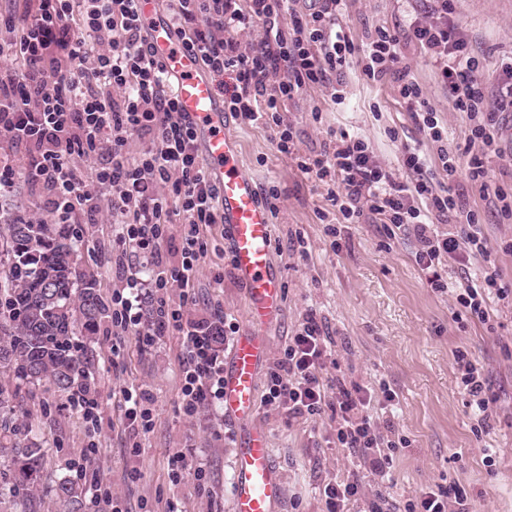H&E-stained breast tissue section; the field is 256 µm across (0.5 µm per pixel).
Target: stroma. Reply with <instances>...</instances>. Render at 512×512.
<instances>
[{"instance_id":"stroma-1","label":"stroma","mask_w":512,"mask_h":512,"mask_svg":"<svg viewBox=\"0 0 512 512\" xmlns=\"http://www.w3.org/2000/svg\"><path fill=\"white\" fill-rule=\"evenodd\" d=\"M429 10L428 0H347L340 24L361 44L375 26L392 28L412 17L424 20ZM453 10L470 52L483 58L486 78L494 80L501 63L512 59V0H453ZM401 52L430 107L441 114L449 147H464L470 122L449 105L434 58L413 44L403 45ZM316 110L322 115L317 123L312 120ZM282 116L292 124L303 154L319 150L335 131L365 138L393 168L406 145L430 157L436 154L396 85L366 81L356 63L346 70L343 102H336L332 88H308L286 103ZM226 130L238 139L241 165L258 186L279 189L272 251L284 300L265 328L270 360L280 358L289 337L312 312L330 339L325 379H344L350 389L369 388L378 404L384 400L383 389L396 395L389 419L400 444L383 478L365 474L363 463L337 445L332 411L306 419L259 405L272 460L284 476L277 512H326L325 485L354 472L364 473L372 490L400 507L422 491L453 481L465 489L475 512H512V303H492V332L455 318L448 295L430 288L415 263L411 238L388 236L379 224L342 223L323 187L277 151L266 129L230 115ZM497 147L500 155L490 161L489 187L512 196V112L500 116ZM466 206L481 212L495 267L512 284V252L502 248L512 240V215L486 208L476 190L470 191ZM0 214L22 215L36 224L56 220L45 193L20 175L9 191L0 193ZM330 224L340 227L341 249L331 246L326 233ZM70 227L81 241L80 270L93 275L102 298L111 300L128 276L112 253L114 217L106 211L78 210ZM203 235L207 251L188 315L220 313L245 327L246 291L224 270V253L230 248L224 227L206 226ZM96 339L91 385L98 393L97 419H84L66 399L43 388L25 403L22 420L32 425L46 452L39 512H62L52 488L64 477L84 488L81 512H103L111 496L119 498L124 512H167L172 503L179 512H233L237 428L220 407L185 413L183 337L173 331L144 350L133 332L114 327L107 318ZM461 352L482 369L496 399L488 424H478L459 384ZM137 386L151 395L154 425L136 438L124 418L121 392ZM487 448L495 457L491 469L483 462ZM180 456L188 470L178 480L173 470Z\"/></svg>"}]
</instances>
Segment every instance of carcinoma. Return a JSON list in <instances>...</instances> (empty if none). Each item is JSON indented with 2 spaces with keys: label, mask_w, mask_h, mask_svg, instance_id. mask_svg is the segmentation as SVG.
Instances as JSON below:
<instances>
[{
  "label": "carcinoma",
  "mask_w": 512,
  "mask_h": 512,
  "mask_svg": "<svg viewBox=\"0 0 512 512\" xmlns=\"http://www.w3.org/2000/svg\"><path fill=\"white\" fill-rule=\"evenodd\" d=\"M109 310L95 280L80 271L77 240L64 224H0V466L9 473L0 497L19 499L22 512H37L44 450L32 427L16 423L33 389L47 385L61 397L88 387L94 367L90 343ZM53 492L79 503L82 490L69 479Z\"/></svg>",
  "instance_id": "obj_1"
}]
</instances>
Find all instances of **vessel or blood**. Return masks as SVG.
<instances>
[{
	"mask_svg": "<svg viewBox=\"0 0 512 512\" xmlns=\"http://www.w3.org/2000/svg\"><path fill=\"white\" fill-rule=\"evenodd\" d=\"M155 59L173 81L180 108L192 121L211 179L220 189V212L234 256V275L248 296V325L224 370V413L246 427L234 468L233 512H276L283 480L272 463L269 436L254 422L259 367L266 347L256 329L283 301L272 262V220L255 178L240 163V145L225 128L224 101L200 60L185 50L157 0H140Z\"/></svg>",
	"mask_w": 512,
	"mask_h": 512,
	"instance_id": "vessel-or-blood-1",
	"label": "vessel or blood"
}]
</instances>
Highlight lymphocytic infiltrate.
I'll use <instances>...</instances> for the list:
<instances>
[{"instance_id":"obj_1","label":"lymphocytic infiltrate","mask_w":512,"mask_h":512,"mask_svg":"<svg viewBox=\"0 0 512 512\" xmlns=\"http://www.w3.org/2000/svg\"><path fill=\"white\" fill-rule=\"evenodd\" d=\"M431 19L398 28L377 27L359 46L339 23L345 0H172L175 33L196 53L236 118L269 130L277 150L294 154L296 134L281 110L301 90L329 85L343 98L344 72L360 59L368 81L393 79L425 137L437 143L436 158L419 148L401 151L405 180L377 159L365 139L346 133L323 150L298 159L302 173L314 176L344 223L371 218L389 235H412L414 258L431 288L450 293L458 315L490 325L492 302L512 300V289L488 273L452 283L450 263L488 259L481 214L464 208L468 188L484 186L487 157L494 151L498 113L512 111V62L502 66L494 89H487L484 64L468 49L464 29L450 19L451 0H431ZM15 33L0 44V56L19 60L0 69V134L28 147L25 176L41 185L53 213L67 222L78 208L106 202L119 219L113 253L138 256L141 272L131 273L128 294L112 300V321L133 331L141 347L153 346L168 330L187 339L182 363L183 406L195 412L224 398L222 364L209 338L232 335L235 326L189 320L190 299L200 258L206 251L204 225L222 221L219 190L200 161L193 124L176 102L173 85L155 62L147 43L138 0H24L22 8L0 14ZM261 28L260 39L242 47L239 32ZM414 44L439 65L438 77L454 111L466 113L471 155L445 145V124L427 103L422 86L403 63L402 45ZM148 147L129 157L132 137ZM93 161L86 169L84 161ZM438 165L448 178L436 188L430 172ZM181 216L178 264L163 256L173 216ZM447 231H439L437 218ZM181 289V304L166 299ZM155 302L151 316L139 305L142 294ZM327 345L315 315H307L270 374L267 404L295 417L336 412V441L361 459L373 474L384 473L397 446L389 420L372 414L370 394L330 386L322 375ZM460 386L480 421L492 415L487 379L459 353ZM328 512L365 502L367 512H386L383 495H369L362 476L326 485ZM467 494L452 483L408 501L405 512H470Z\"/></svg>"}]
</instances>
